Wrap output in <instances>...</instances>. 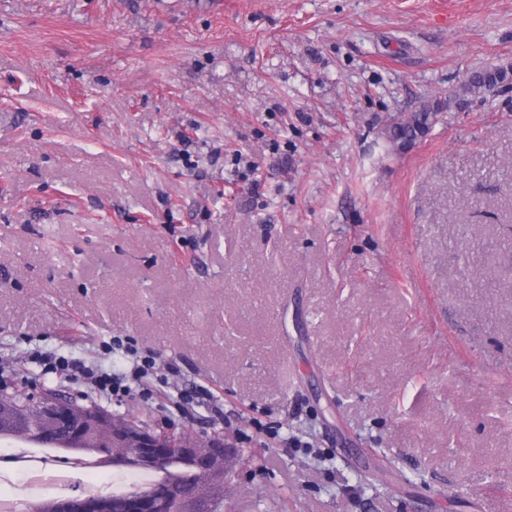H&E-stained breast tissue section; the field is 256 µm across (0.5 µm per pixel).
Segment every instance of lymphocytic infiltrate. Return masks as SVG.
I'll list each match as a JSON object with an SVG mask.
<instances>
[{
	"instance_id": "obj_1",
	"label": "lymphocytic infiltrate",
	"mask_w": 512,
	"mask_h": 512,
	"mask_svg": "<svg viewBox=\"0 0 512 512\" xmlns=\"http://www.w3.org/2000/svg\"><path fill=\"white\" fill-rule=\"evenodd\" d=\"M122 353L127 365L114 370L106 361L114 353ZM32 363L43 374H52L84 387L87 395L103 399L140 397L152 399L155 394L165 393L166 400L160 409L167 418L184 417L191 411L210 408L215 403L213 392L197 384L172 385L170 378L177 374L173 364H162L152 352L143 350L128 337L113 336L102 341L99 354L93 358L77 357L58 351L32 348L28 353Z\"/></svg>"
}]
</instances>
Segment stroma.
<instances>
[{"label":"stroma","mask_w":512,"mask_h":512,"mask_svg":"<svg viewBox=\"0 0 512 512\" xmlns=\"http://www.w3.org/2000/svg\"><path fill=\"white\" fill-rule=\"evenodd\" d=\"M508 65L512 0H0L6 392L128 336L224 415L101 409L224 432L232 512H512ZM507 78V72L500 68H486L482 72L474 74L469 81V90L491 89L503 83ZM437 111V106L428 104L406 117L394 118L384 131L387 142L396 151L409 149L428 134L437 119Z\"/></svg>","instance_id":"35a3bbf8"}]
</instances>
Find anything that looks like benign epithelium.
Instances as JSON below:
<instances>
[{"label":"benign epithelium","instance_id":"1","mask_svg":"<svg viewBox=\"0 0 512 512\" xmlns=\"http://www.w3.org/2000/svg\"><path fill=\"white\" fill-rule=\"evenodd\" d=\"M11 431L27 442L51 445H91L112 451V465L125 468L128 460L144 470H157L173 457H189L194 472L185 486L164 481L148 492L87 497L82 492L56 500L52 512H225L231 490L224 489V474L238 459L224 442V432L205 438L172 441L129 415L112 417L103 426L88 408L62 399L50 387L37 398L0 393V432Z\"/></svg>","mask_w":512,"mask_h":512}]
</instances>
